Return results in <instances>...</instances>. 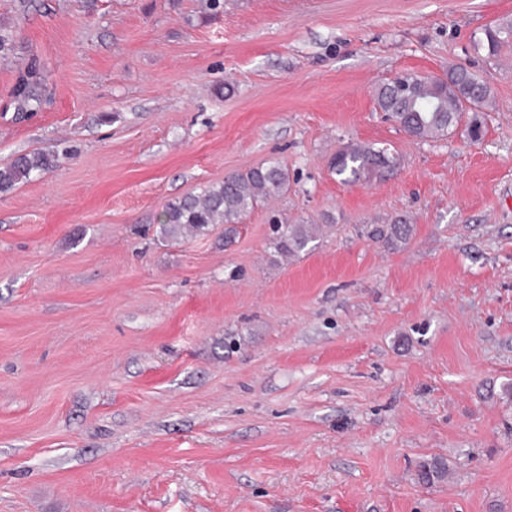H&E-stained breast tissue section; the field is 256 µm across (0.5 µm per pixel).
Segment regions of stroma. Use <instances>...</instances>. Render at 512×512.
<instances>
[{
  "instance_id": "35a3bbf8",
  "label": "stroma",
  "mask_w": 512,
  "mask_h": 512,
  "mask_svg": "<svg viewBox=\"0 0 512 512\" xmlns=\"http://www.w3.org/2000/svg\"><path fill=\"white\" fill-rule=\"evenodd\" d=\"M512 0H0V512H512ZM463 65L484 137L373 91ZM41 76L37 111L19 76ZM400 162L329 169L347 143ZM232 244L165 205L259 162ZM322 227L284 260L270 212ZM413 220L408 244L372 229ZM442 461L424 481L422 465ZM512 45V20L503 21L484 29L481 48L488 58H496L504 47ZM40 75L35 68H31L23 75L17 86V97L19 99L20 109L33 111L39 104L37 88ZM52 159L40 152L25 154L0 166V193H8L17 185L27 182L31 175L52 165Z\"/></svg>"
}]
</instances>
